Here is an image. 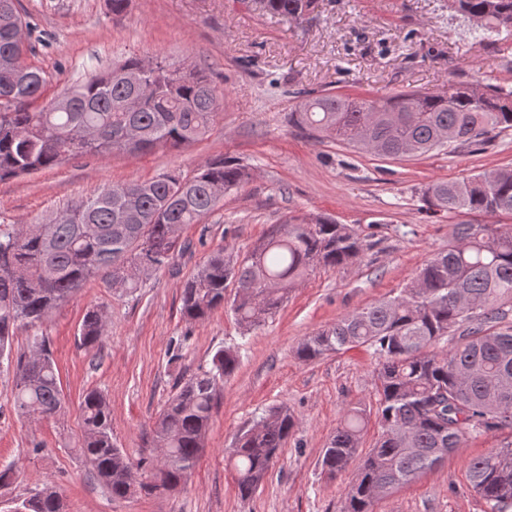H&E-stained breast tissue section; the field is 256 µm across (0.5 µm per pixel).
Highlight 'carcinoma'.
Segmentation results:
<instances>
[{
	"label": "carcinoma",
	"instance_id": "cac0c4a2",
	"mask_svg": "<svg viewBox=\"0 0 512 512\" xmlns=\"http://www.w3.org/2000/svg\"><path fill=\"white\" fill-rule=\"evenodd\" d=\"M261 3L271 16L299 20L315 0ZM19 6V0H0V97H7L0 100V181L87 155L189 145L223 116L224 94L202 71L189 70L188 81L173 86L170 65L138 56L33 107L49 75L23 61L29 22ZM448 8L485 39L512 34V0H448ZM119 69L141 74L142 83L123 80ZM291 122L379 157H415L483 145L512 131V89L461 84L442 94L403 90L378 99L308 95ZM252 177V169L235 158H213L189 172L107 184L37 224L0 222V372H13L15 414L51 418L63 407L48 340L34 335L33 351L15 357V331L40 328L61 303L98 278L135 291L143 278L170 265L179 228L217 209L222 198L215 190L226 194ZM421 195L432 213L512 217V168L433 181ZM363 248L364 239L347 224L291 217L240 260L222 246L212 250L184 285L181 313L191 321L206 319L224 306L231 281L230 310L249 331L274 318L309 271L345 266ZM104 330L101 311H87L82 344L96 346ZM448 336L453 345L438 348ZM356 347L378 357V437L367 452L359 451L371 410L351 403L320 465L330 477L353 469L341 512H373L379 499L436 469L466 436L512 432V225H455L448 248L428 259L406 288L305 337L297 357L313 361ZM238 363L236 352L219 349L211 367L180 384L152 430L160 465L140 462L145 472L138 482L112 438L106 397L97 389L86 392L78 448L94 479L116 500L177 490L200 457L224 379ZM295 427L288 409L273 407L236 437L230 464L241 497L262 486ZM466 469L490 512H512V441L470 459ZM24 509L66 512V504L46 485Z\"/></svg>",
	"mask_w": 512,
	"mask_h": 512
}]
</instances>
